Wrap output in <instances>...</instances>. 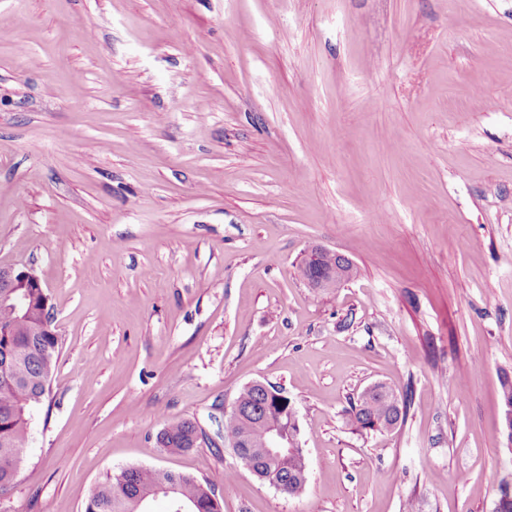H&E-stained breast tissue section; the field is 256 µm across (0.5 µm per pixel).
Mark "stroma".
Segmentation results:
<instances>
[{
  "mask_svg": "<svg viewBox=\"0 0 512 512\" xmlns=\"http://www.w3.org/2000/svg\"><path fill=\"white\" fill-rule=\"evenodd\" d=\"M509 89L512 0H0V265L62 343L0 512H84L132 466L234 472L223 512H494ZM314 248L351 279L311 287ZM254 381L297 411L300 494L224 443ZM378 382L406 420L355 431ZM188 418L209 445L161 448Z\"/></svg>",
  "mask_w": 512,
  "mask_h": 512,
  "instance_id": "obj_1",
  "label": "stroma"
}]
</instances>
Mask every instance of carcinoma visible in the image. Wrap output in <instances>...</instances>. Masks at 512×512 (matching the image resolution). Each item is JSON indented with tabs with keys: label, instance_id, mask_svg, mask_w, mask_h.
Listing matches in <instances>:
<instances>
[{
	"label": "carcinoma",
	"instance_id": "cac0c4a2",
	"mask_svg": "<svg viewBox=\"0 0 512 512\" xmlns=\"http://www.w3.org/2000/svg\"><path fill=\"white\" fill-rule=\"evenodd\" d=\"M324 280L340 284L353 273L347 257L321 255ZM17 306L0 305V365H7L8 375L0 378V488L12 487L27 454L25 448L30 407L40 403L49 393L59 353L60 337L53 326L52 304L44 288H20L16 292ZM391 388L378 384L372 392L361 395L349 411L350 423L356 431L389 430L403 422L407 401L393 400ZM266 400L255 385L243 386L235 402L243 418H224V435H242L244 448L239 460L245 466L254 464L264 472L273 473L286 483L285 492L297 495L305 489L307 461L304 454L294 452L286 457L262 458L255 448L265 446L264 427L245 418ZM197 422L181 419L168 423L158 434L161 447L171 452L192 449V435ZM217 481L144 467H129L119 476L109 477L98 485L89 497L85 512H144L159 491L176 487L177 502L170 503V512L185 506L189 512H211L210 494Z\"/></svg>",
	"mask_w": 512,
	"mask_h": 512
}]
</instances>
